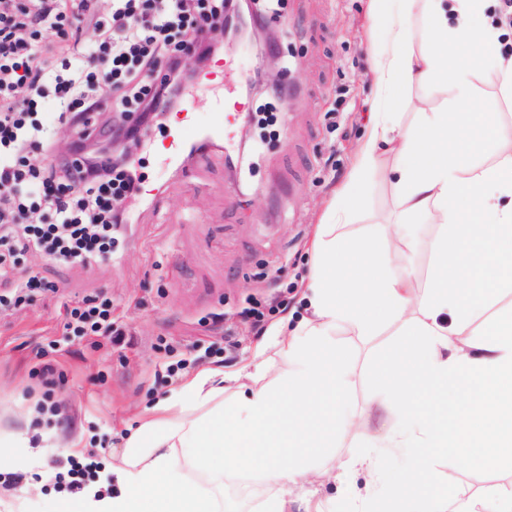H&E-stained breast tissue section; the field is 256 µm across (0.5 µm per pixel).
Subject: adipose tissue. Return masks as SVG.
<instances>
[{"mask_svg": "<svg viewBox=\"0 0 512 512\" xmlns=\"http://www.w3.org/2000/svg\"><path fill=\"white\" fill-rule=\"evenodd\" d=\"M371 2L374 15L386 20L373 60L380 108L350 182L319 228L308 314L290 335L271 330L287 375L269 378L266 361H257L230 408L205 416L198 408L223 395L226 376L220 369L194 375L152 406L106 469L103 483L115 484V492L88 485L60 501L57 512H224L220 461L255 468L270 486L255 512H291L286 489L313 469L311 449L335 447L355 425L344 399L349 374L333 340L340 329L373 336L400 328L401 340L375 376L383 390L379 408L396 410L400 419L398 428L370 441L387 456L352 453L338 461L376 486L389 456L404 451L407 474L384 492L395 512H477L474 500L426 492L421 473L429 451L451 452L463 468L487 472L512 461V319L480 342L468 337L498 293L512 288V126L472 106L476 79L512 89V61L499 56L502 31L488 21L486 0H429L418 54L404 21L415 0H398L394 15L389 0ZM474 43L489 57L478 76L458 53ZM417 80L447 93L448 104L403 127L391 108L398 90ZM487 142L495 146V163L471 164ZM383 147L395 156L391 174L405 211L433 215L439 226L424 283L409 267L392 272L390 255L370 238L336 234L357 210L358 187Z\"/></svg>", "mask_w": 512, "mask_h": 512, "instance_id": "adipose-tissue-1", "label": "adipose tissue"}]
</instances>
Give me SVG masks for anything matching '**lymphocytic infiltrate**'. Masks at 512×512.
I'll use <instances>...</instances> for the list:
<instances>
[{
	"label": "lymphocytic infiltrate",
	"mask_w": 512,
	"mask_h": 512,
	"mask_svg": "<svg viewBox=\"0 0 512 512\" xmlns=\"http://www.w3.org/2000/svg\"><path fill=\"white\" fill-rule=\"evenodd\" d=\"M236 0H0V282L16 301L44 289L20 274L30 250L56 263L111 259L129 220L120 204L141 196L139 166L112 156L116 135L140 138L163 112L180 109L195 79L181 57L218 55L206 22ZM125 119L113 127L101 105ZM52 117L41 114L44 103ZM72 134L56 152L58 125ZM67 336H119L110 299L65 306Z\"/></svg>",
	"instance_id": "obj_1"
}]
</instances>
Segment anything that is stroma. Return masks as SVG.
Here are the masks:
<instances>
[{
  "label": "stroma",
  "mask_w": 512,
  "mask_h": 512,
  "mask_svg": "<svg viewBox=\"0 0 512 512\" xmlns=\"http://www.w3.org/2000/svg\"><path fill=\"white\" fill-rule=\"evenodd\" d=\"M267 21L282 38L272 72L294 89L281 111L278 138L253 150L258 133L240 121L230 131L244 154L237 168L226 167L220 142L204 156L163 167L170 134L184 118L207 119L225 69L248 77L261 65L257 54L225 50L200 74L189 112L169 113L164 126L136 146L134 157L149 186L161 191L134 210L131 241L120 245L119 257L89 267L58 266L37 251L25 256V270L52 287L0 311V430L19 427L21 412L43 391L40 372L48 365L76 425L49 426L38 471L11 469L0 480L1 499L23 494L35 512H56L65 488L59 476L69 458L110 465L146 408L200 371L220 367L230 375L257 353L272 374L287 371L266 330L303 310L315 228L347 183L371 122V46L383 31L372 22L369 0H281ZM400 97L396 120L403 126L444 104L426 84L401 90ZM335 106L342 113L337 125L327 114ZM392 164V156H382L361 189L360 211L337 232L351 237L378 224L388 227L380 247L390 250L392 260H406L424 282L438 226L430 216L413 221L402 212L386 176ZM95 296L111 299L112 319L127 333V345L104 336H63L64 304ZM253 308L264 313V330L253 328ZM334 341L349 372L345 398L356 415L354 431L337 439L336 451L364 452L368 436L393 423L377 408L381 391L375 382L392 336L387 330L360 336L340 329ZM178 361L182 370L170 375ZM431 475L468 496L512 483L510 467L492 474L465 470L449 456L434 460ZM260 487L252 469L227 472L224 500L233 512H250ZM303 490L311 506L332 502L334 512L374 507L360 475L312 479Z\"/></svg>",
  "instance_id": "stroma-1"
}]
</instances>
